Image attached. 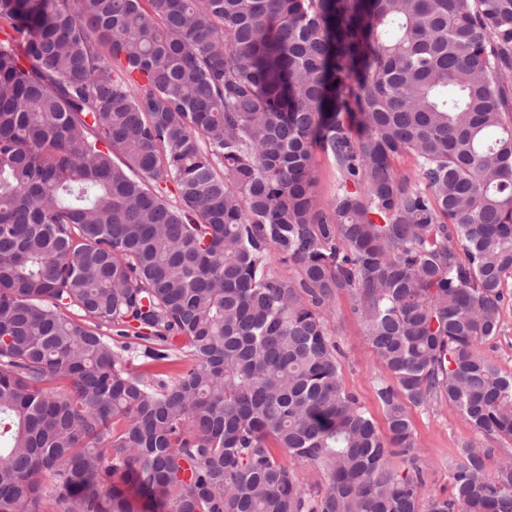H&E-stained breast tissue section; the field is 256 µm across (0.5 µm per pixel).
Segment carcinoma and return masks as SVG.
I'll return each mask as SVG.
<instances>
[{
	"instance_id": "carcinoma-1",
	"label": "carcinoma",
	"mask_w": 512,
	"mask_h": 512,
	"mask_svg": "<svg viewBox=\"0 0 512 512\" xmlns=\"http://www.w3.org/2000/svg\"><path fill=\"white\" fill-rule=\"evenodd\" d=\"M0 22V512H44L48 475L54 512H512V459L489 473L478 442L424 498L409 413L512 438V375L478 352L512 277V0H0ZM343 291L391 377L384 434L342 380ZM314 170L317 181L318 201L322 206L327 207L334 201L336 192V165L332 157L321 150H316ZM276 455L285 460L288 469L305 489L318 490L326 488L328 479L320 467L304 459L289 457L279 451H276Z\"/></svg>"
}]
</instances>
